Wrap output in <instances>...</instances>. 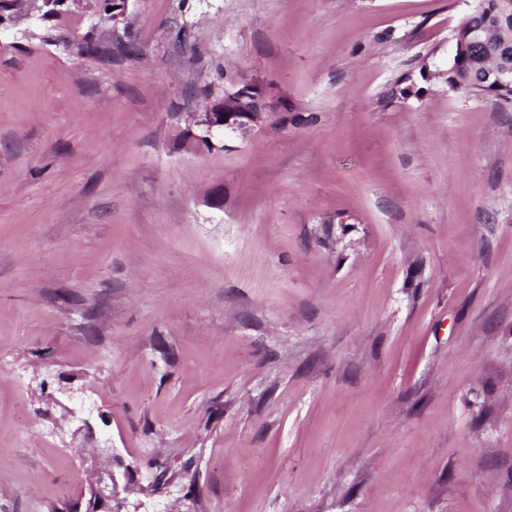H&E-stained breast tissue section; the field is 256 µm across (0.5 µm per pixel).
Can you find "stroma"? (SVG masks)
Listing matches in <instances>:
<instances>
[{"mask_svg":"<svg viewBox=\"0 0 512 512\" xmlns=\"http://www.w3.org/2000/svg\"><path fill=\"white\" fill-rule=\"evenodd\" d=\"M479 4L0 15V512H512V99L445 78ZM242 77L287 122L186 149Z\"/></svg>","mask_w":512,"mask_h":512,"instance_id":"35a3bbf8","label":"stroma"}]
</instances>
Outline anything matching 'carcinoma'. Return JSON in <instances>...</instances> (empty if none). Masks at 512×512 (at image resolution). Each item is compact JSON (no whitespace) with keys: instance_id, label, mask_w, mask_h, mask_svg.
<instances>
[{"instance_id":"carcinoma-1","label":"carcinoma","mask_w":512,"mask_h":512,"mask_svg":"<svg viewBox=\"0 0 512 512\" xmlns=\"http://www.w3.org/2000/svg\"><path fill=\"white\" fill-rule=\"evenodd\" d=\"M480 34L466 53L448 65V86L452 89L485 92L498 97H511L512 89L495 88L486 79L487 71L512 69V20H502L492 4H484L462 25Z\"/></svg>"}]
</instances>
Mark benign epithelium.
Wrapping results in <instances>:
<instances>
[{
  "label": "benign epithelium",
  "mask_w": 512,
  "mask_h": 512,
  "mask_svg": "<svg viewBox=\"0 0 512 512\" xmlns=\"http://www.w3.org/2000/svg\"><path fill=\"white\" fill-rule=\"evenodd\" d=\"M279 116L276 106L263 94L243 89L227 91L223 99L211 103L210 111L202 113L196 122L198 130H186L187 144L200 143L205 138L211 141L227 132L246 140L264 123Z\"/></svg>",
  "instance_id": "benign-epithelium-1"
}]
</instances>
